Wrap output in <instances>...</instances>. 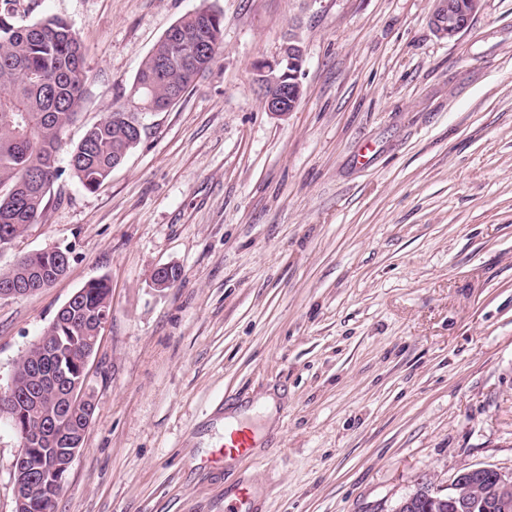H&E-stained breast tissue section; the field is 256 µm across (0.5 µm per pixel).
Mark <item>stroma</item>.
I'll use <instances>...</instances> for the list:
<instances>
[{
    "label": "stroma",
    "instance_id": "stroma-1",
    "mask_svg": "<svg viewBox=\"0 0 512 512\" xmlns=\"http://www.w3.org/2000/svg\"><path fill=\"white\" fill-rule=\"evenodd\" d=\"M224 17L209 70L140 113L99 190L73 177L86 128L133 109L139 66L200 2ZM434 0H17L67 20L85 102L41 223L0 269L61 246L67 272L0 298V387L57 311L107 278L95 409L57 512H394L422 478L512 471V0L452 40ZM305 50L295 112H267L252 64ZM182 277L156 290V267ZM252 456L212 462L227 417ZM20 449L0 417V512ZM233 497L227 506H224L225 512H257L253 502V489L248 485H238L231 490Z\"/></svg>",
    "mask_w": 512,
    "mask_h": 512
}]
</instances>
